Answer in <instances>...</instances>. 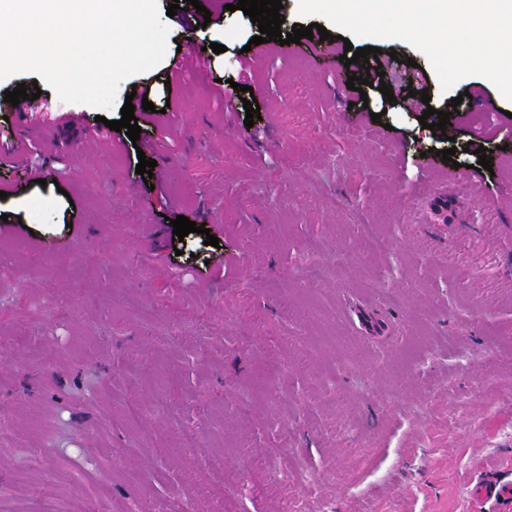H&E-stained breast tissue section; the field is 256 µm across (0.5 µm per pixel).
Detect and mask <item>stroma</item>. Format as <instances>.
<instances>
[{
    "label": "stroma",
    "instance_id": "stroma-1",
    "mask_svg": "<svg viewBox=\"0 0 512 512\" xmlns=\"http://www.w3.org/2000/svg\"><path fill=\"white\" fill-rule=\"evenodd\" d=\"M157 2L167 58L104 114L155 105L134 111L151 181L97 108L0 80V147L18 84L59 113L0 166L55 172L0 199V512H507L472 488L512 484V102L478 75L442 94L404 42L379 44L395 102L347 93L337 55L248 50L258 23L230 0L193 32ZM193 41L206 69L172 84ZM466 92L486 108L422 128ZM180 215L206 234L174 235Z\"/></svg>",
    "mask_w": 512,
    "mask_h": 512
}]
</instances>
